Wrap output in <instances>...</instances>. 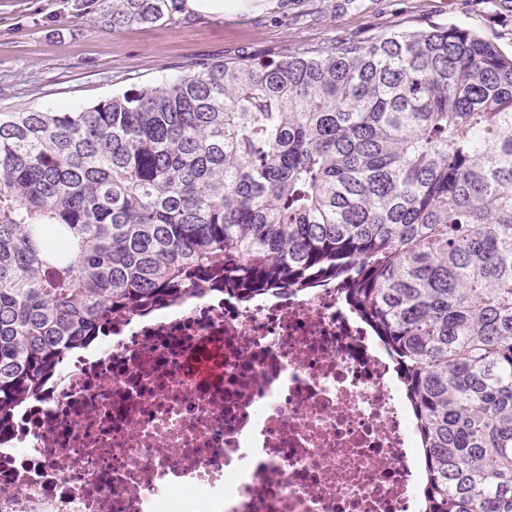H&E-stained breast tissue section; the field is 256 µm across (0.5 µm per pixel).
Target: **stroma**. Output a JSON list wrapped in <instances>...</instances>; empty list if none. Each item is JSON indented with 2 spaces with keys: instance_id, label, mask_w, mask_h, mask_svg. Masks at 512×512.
Masks as SVG:
<instances>
[{
  "instance_id": "stroma-1",
  "label": "stroma",
  "mask_w": 512,
  "mask_h": 512,
  "mask_svg": "<svg viewBox=\"0 0 512 512\" xmlns=\"http://www.w3.org/2000/svg\"><path fill=\"white\" fill-rule=\"evenodd\" d=\"M455 23L512 55V0H241L224 15L187 11L110 29L82 0H0V111L85 107L184 73L196 60L233 62Z\"/></svg>"
}]
</instances>
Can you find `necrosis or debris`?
I'll list each match as a JSON object with an SVG mask.
<instances>
[{
  "label": "necrosis or debris",
  "instance_id": "1",
  "mask_svg": "<svg viewBox=\"0 0 512 512\" xmlns=\"http://www.w3.org/2000/svg\"><path fill=\"white\" fill-rule=\"evenodd\" d=\"M0 432V512H422L392 364L329 286L117 315Z\"/></svg>",
  "mask_w": 512,
  "mask_h": 512
}]
</instances>
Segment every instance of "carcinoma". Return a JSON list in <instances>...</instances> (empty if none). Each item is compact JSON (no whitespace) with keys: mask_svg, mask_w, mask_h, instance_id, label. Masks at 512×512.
<instances>
[{"mask_svg":"<svg viewBox=\"0 0 512 512\" xmlns=\"http://www.w3.org/2000/svg\"><path fill=\"white\" fill-rule=\"evenodd\" d=\"M175 0H103L112 29ZM336 284L395 364L424 512H512V57L430 24L0 112V424L131 314Z\"/></svg>","mask_w":512,"mask_h":512,"instance_id":"1","label":"carcinoma"}]
</instances>
